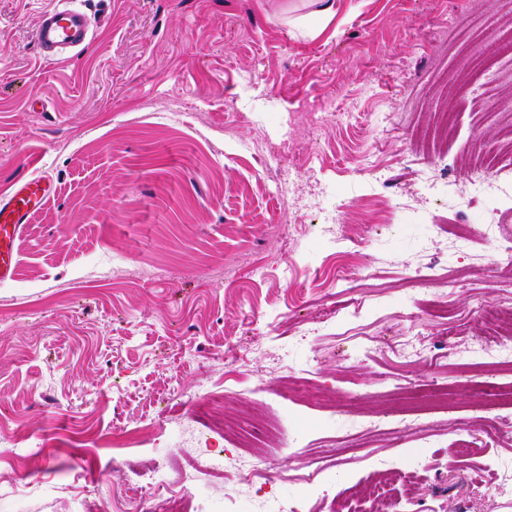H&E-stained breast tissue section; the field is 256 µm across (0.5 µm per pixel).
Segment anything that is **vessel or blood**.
Listing matches in <instances>:
<instances>
[{
    "instance_id": "vessel-or-blood-1",
    "label": "vessel or blood",
    "mask_w": 512,
    "mask_h": 512,
    "mask_svg": "<svg viewBox=\"0 0 512 512\" xmlns=\"http://www.w3.org/2000/svg\"><path fill=\"white\" fill-rule=\"evenodd\" d=\"M92 30L89 15L55 0L47 8L35 32V41L43 56L57 60L83 50ZM46 178L29 179L21 183L8 197L0 201V280L14 271V242L22 224L29 221L33 210L48 196Z\"/></svg>"
}]
</instances>
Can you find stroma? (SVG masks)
Here are the masks:
<instances>
[{
    "label": "stroma",
    "instance_id": "35a3bbf8",
    "mask_svg": "<svg viewBox=\"0 0 512 512\" xmlns=\"http://www.w3.org/2000/svg\"><path fill=\"white\" fill-rule=\"evenodd\" d=\"M51 3L0 0V197L51 182L0 281V428L18 440L0 446V512H72L88 488L96 512H131L153 469L195 475L189 512H329L388 467L423 477L394 512H512V434L479 419L482 383L512 373L477 355L486 305L512 318V271L454 240L486 203L424 182L462 187L474 139L502 148L512 113L468 98L512 104V55L472 62L512 14L336 0L312 33L292 23L308 0H75L95 39L57 63L34 41ZM257 135L269 158L242 152ZM276 163L301 174L289 197L269 189ZM313 200L338 205L335 236ZM203 387L264 450L266 483L240 484L246 449L200 424ZM440 388L455 409L371 428L403 391ZM147 420L187 431L126 447ZM461 439L498 462L485 481L454 465Z\"/></svg>",
    "mask_w": 512,
    "mask_h": 512
}]
</instances>
